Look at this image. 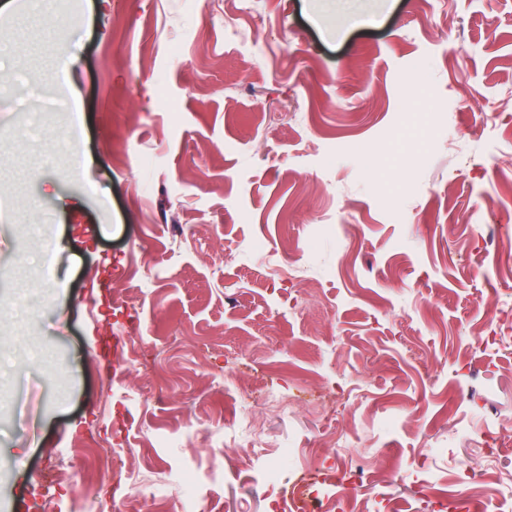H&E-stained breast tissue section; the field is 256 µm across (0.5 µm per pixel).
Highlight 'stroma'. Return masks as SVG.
<instances>
[{
    "instance_id": "1",
    "label": "stroma",
    "mask_w": 512,
    "mask_h": 512,
    "mask_svg": "<svg viewBox=\"0 0 512 512\" xmlns=\"http://www.w3.org/2000/svg\"><path fill=\"white\" fill-rule=\"evenodd\" d=\"M0 79V512H169L185 470L276 512L259 466L339 456L370 512L512 484V0H0ZM97 441L131 479L60 469Z\"/></svg>"
}]
</instances>
